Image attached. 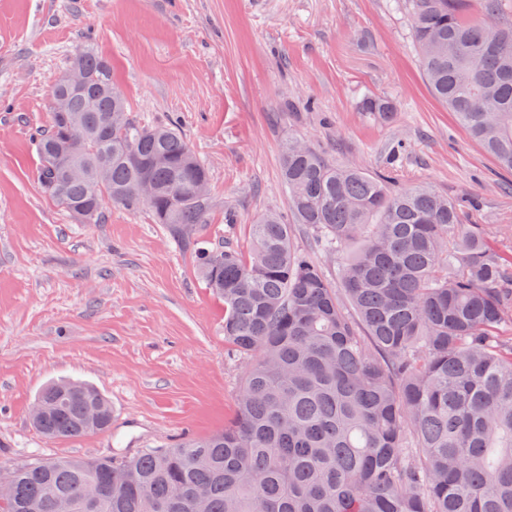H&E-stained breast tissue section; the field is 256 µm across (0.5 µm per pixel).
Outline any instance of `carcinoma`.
<instances>
[{
    "instance_id": "1",
    "label": "carcinoma",
    "mask_w": 512,
    "mask_h": 512,
    "mask_svg": "<svg viewBox=\"0 0 512 512\" xmlns=\"http://www.w3.org/2000/svg\"><path fill=\"white\" fill-rule=\"evenodd\" d=\"M407 0L411 32L433 95L499 166L512 171V14L509 0ZM79 94L53 91L36 141L38 180L62 207H91L83 182H66L55 153L98 179L109 204L147 207L197 246L209 195L205 163L173 124L128 111L104 58L82 52ZM367 112L392 117L367 97ZM155 184L153 202L137 183ZM281 178L297 224L325 252L350 242L339 284L291 245L278 213L251 225L249 252L198 255L199 274L224 301V340L253 358L224 431L131 460L60 458L0 470L11 496L0 512H87L86 488L105 493L92 512H512V254L483 225L425 183L400 191L391 176L330 164L299 140L282 148ZM33 426L52 440L112 423L94 387L51 383Z\"/></svg>"
}]
</instances>
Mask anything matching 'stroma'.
<instances>
[{
	"instance_id": "1",
	"label": "stroma",
	"mask_w": 512,
	"mask_h": 512,
	"mask_svg": "<svg viewBox=\"0 0 512 512\" xmlns=\"http://www.w3.org/2000/svg\"><path fill=\"white\" fill-rule=\"evenodd\" d=\"M83 49L109 61L132 115L177 121L208 166L202 247L248 252L257 217L287 214L291 138L391 170L398 189L433 185L493 243L512 225V174L431 94L403 0H0V461L128 460L206 437L244 377L191 248L145 208L79 223L38 181L53 82ZM60 380L103 392L111 428L43 439L32 406Z\"/></svg>"
}]
</instances>
